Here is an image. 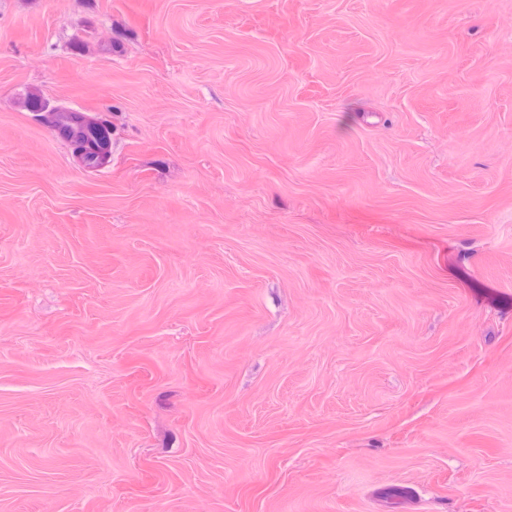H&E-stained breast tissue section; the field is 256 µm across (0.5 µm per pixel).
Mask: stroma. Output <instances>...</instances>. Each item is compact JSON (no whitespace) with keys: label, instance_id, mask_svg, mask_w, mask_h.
<instances>
[{"label":"stroma","instance_id":"obj_1","mask_svg":"<svg viewBox=\"0 0 512 512\" xmlns=\"http://www.w3.org/2000/svg\"><path fill=\"white\" fill-rule=\"evenodd\" d=\"M0 512H512V0H0ZM65 107V106H64ZM64 112H56L51 116V123L57 125L59 128L70 127L71 135L77 139H80L86 149V164L89 169L99 170L104 168L109 163L112 150L110 153L104 150L105 143H102L96 139L92 134L98 131L99 127L93 126L95 123L94 118H90L89 122H75L74 118L83 117L84 114H79L77 110L69 107H65ZM109 159L105 162V160Z\"/></svg>","mask_w":512,"mask_h":512}]
</instances>
